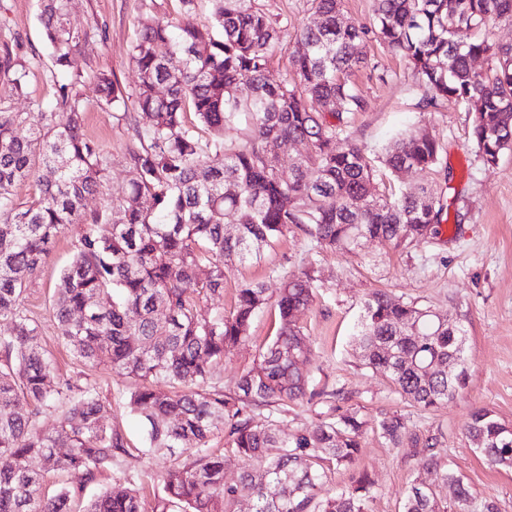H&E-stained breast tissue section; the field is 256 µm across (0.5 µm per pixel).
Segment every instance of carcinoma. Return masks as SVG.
<instances>
[{"label":"carcinoma","instance_id":"obj_1","mask_svg":"<svg viewBox=\"0 0 512 512\" xmlns=\"http://www.w3.org/2000/svg\"><path fill=\"white\" fill-rule=\"evenodd\" d=\"M179 2L178 22L144 21L133 48L134 102L150 123L119 115L133 131L126 156L132 177L120 196L107 185L108 155L83 133L85 98L69 69L87 33L70 26L68 0H41L55 108L11 111L6 98L25 93L26 68L9 49L0 56V319L11 323L0 336V458L9 459L0 468V512H70L69 501L83 499L86 483L125 447L123 435L104 424L98 389L58 374L42 352L39 322L23 304L56 237L71 226L73 254L52 301L64 341L81 364L141 382L129 406L145 421L151 450H193L189 464L161 476L164 507L233 512L246 489L253 512H368V475L337 493L326 489L331 467L355 460L359 413L347 410L289 437L274 417L308 392L309 351L295 312L314 300V268L284 278L276 335L228 391L214 382V369L247 340L269 301L266 288L244 284L227 314L190 299L187 289L224 292V267L260 259L292 224L317 247L348 253L369 240L399 247L437 235L448 220L440 198L426 187L378 193L373 181L380 170L396 177L406 168L436 167L439 140L426 132L400 136L371 158L347 132V116L366 107L351 82L366 62L359 46L377 41L401 56L426 92L425 107L451 103L469 112L474 148L493 166L512 149V46L480 33L512 23V0H375L370 28L347 21L341 0H308L314 21L295 32L294 77L277 84L267 73L282 49V30L258 0H210L203 24L195 0ZM159 45L179 56L181 67H170ZM480 57L491 61L490 74L474 70ZM96 82L100 105L125 101L111 76L100 73ZM242 84L251 90L245 98ZM58 112L68 114L65 122L56 121ZM188 112L197 123L186 122ZM227 126L240 127V137L225 140ZM297 141L309 144L308 153L285 179L272 153ZM31 177L38 198L21 208L11 187ZM90 196L102 203L88 214ZM204 263L210 271L201 280ZM100 297L107 302L97 304ZM355 345L365 365L419 407L436 408L467 385L464 366L448 374V359L464 353V330L427 307L370 293ZM263 410L267 420L259 424ZM47 412L58 419L52 432L37 427ZM219 427L248 464L237 483L224 480V457L207 448ZM379 429L396 446L407 436L400 415L383 417ZM467 434L489 464L512 468L511 424L482 408ZM32 458L44 472L30 468ZM51 471L77 481L47 497L42 485ZM443 479L457 487L461 512H498L457 476ZM82 512H141V503L132 486L118 484ZM403 512H443L420 475Z\"/></svg>","mask_w":512,"mask_h":512}]
</instances>
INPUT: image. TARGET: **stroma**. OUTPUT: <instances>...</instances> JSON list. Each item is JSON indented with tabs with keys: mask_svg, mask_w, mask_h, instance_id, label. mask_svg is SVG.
<instances>
[{
	"mask_svg": "<svg viewBox=\"0 0 512 512\" xmlns=\"http://www.w3.org/2000/svg\"><path fill=\"white\" fill-rule=\"evenodd\" d=\"M261 5L287 41L309 20L307 0H261ZM178 11L179 0H70L71 25L89 33L72 67L81 77L86 98L83 130L108 154L107 176L113 192H120L131 177L125 163L131 132L117 116L136 114L143 125L149 119L137 113L130 100L111 108L97 104L94 79L108 73L126 92H133L138 75L131 52L142 22L174 20ZM4 48L26 65V93L12 101L13 111L54 104L53 61L39 21V0H0V50ZM366 51L368 64L355 73L353 81L368 107L350 115L349 133L371 156L406 133L426 131L435 136L447 151L445 165L428 173L416 169L402 173L396 185L407 191L429 186L439 193L450 192L459 223L446 224L437 238L398 248L370 241L355 253L316 250L311 237L293 226L260 262L226 267L224 291L209 303L233 310L238 290L247 282L263 283L267 295L276 297L283 276L315 265L319 270L316 296L298 312L297 322L311 351L316 395L290 406L279 422L282 433L313 427L336 411H359L366 423L361 448L352 465L334 469L330 486L340 489L368 473L376 489L368 512H402L425 454L420 444L429 439L437 443L438 464L428 481L443 512H459L452 489L442 479L447 472L463 478L478 497L495 501L499 512H512V469L489 466L465 430L471 413L479 408L512 424V150L497 165L484 166L472 145L471 116L464 108L448 104L437 111L422 110V90L405 62L375 42ZM75 235L71 228L56 238L40 276L24 295V304L40 323L39 344L57 372L95 384L108 405L107 427L120 432L127 442L111 469L101 471L88 484L87 494L127 479L139 493L142 512H158L165 496L161 475L188 462L192 452L183 448L148 452L144 423L127 405L135 381L113 376L103 366H83L69 351L52 313V296L59 272L72 255ZM377 289L437 313L452 314L464 329L469 383L443 405L429 410L413 406L395 391L387 375L361 361L354 336L362 303ZM277 328L275 307L267 305L253 318L246 342L227 352L216 367V381L232 388ZM396 413L405 417L418 447L396 448L381 437L380 419Z\"/></svg>",
	"mask_w": 512,
	"mask_h": 512,
	"instance_id": "stroma-1",
	"label": "stroma"
}]
</instances>
